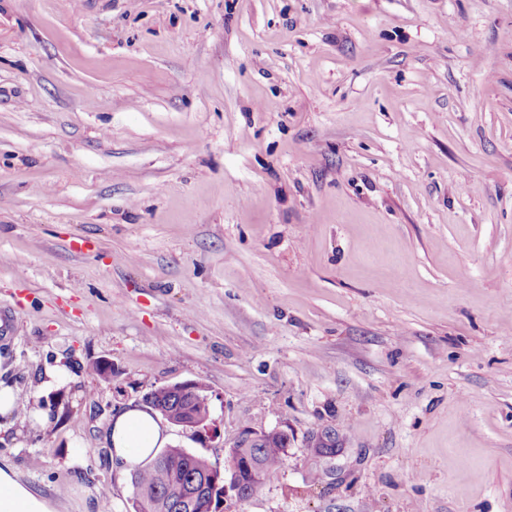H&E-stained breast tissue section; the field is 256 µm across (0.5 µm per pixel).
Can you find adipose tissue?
Masks as SVG:
<instances>
[{"mask_svg":"<svg viewBox=\"0 0 512 512\" xmlns=\"http://www.w3.org/2000/svg\"><path fill=\"white\" fill-rule=\"evenodd\" d=\"M163 440L157 421L137 408L117 416L108 434L111 458L126 470L137 466ZM0 512H56V509L40 492L20 482L11 466L0 463Z\"/></svg>","mask_w":512,"mask_h":512,"instance_id":"obj_1","label":"adipose tissue"}]
</instances>
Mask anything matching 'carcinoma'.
Returning a JSON list of instances; mask_svg holds the SVG:
<instances>
[{
	"label": "carcinoma",
	"mask_w": 512,
	"mask_h": 512,
	"mask_svg": "<svg viewBox=\"0 0 512 512\" xmlns=\"http://www.w3.org/2000/svg\"><path fill=\"white\" fill-rule=\"evenodd\" d=\"M206 398L205 388H199L194 399H183L171 394L169 388L159 386L150 393V401L167 408L170 416L178 418L192 402ZM237 454L254 463L251 481L260 487L263 479L277 471L287 455L286 447L279 436L269 435L253 448H240ZM214 463L207 457L181 447H166L151 452L143 463L131 473L134 488L133 512H201L171 493V489L192 481L198 483L210 479Z\"/></svg>",
	"instance_id": "1"
}]
</instances>
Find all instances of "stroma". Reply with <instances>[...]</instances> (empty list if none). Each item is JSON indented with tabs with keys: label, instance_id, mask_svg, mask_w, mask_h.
I'll use <instances>...</instances> for the list:
<instances>
[{
	"label": "stroma",
	"instance_id": "1",
	"mask_svg": "<svg viewBox=\"0 0 512 512\" xmlns=\"http://www.w3.org/2000/svg\"><path fill=\"white\" fill-rule=\"evenodd\" d=\"M1 306L58 512H129L111 422L189 380L166 445L288 431L217 512H512V0H0ZM198 385H200L199 382L190 380L165 385L169 388L162 385L154 390L152 389V392H149L151 403L161 404L163 407L167 408V411L162 407L153 405H150L151 409L157 412L164 421L174 427L179 428L182 433L190 432L191 436L199 438L207 437L208 439L212 440L217 439L220 437V433L218 432L216 421L211 418L210 396L207 397L205 403L202 405H191V409L186 414H184L183 417L179 419L172 418L180 417L183 413V410L193 401L190 399L176 397L171 394V391L178 395L187 394L189 392L195 391Z\"/></svg>",
	"mask_w": 512,
	"mask_h": 512
}]
</instances>
